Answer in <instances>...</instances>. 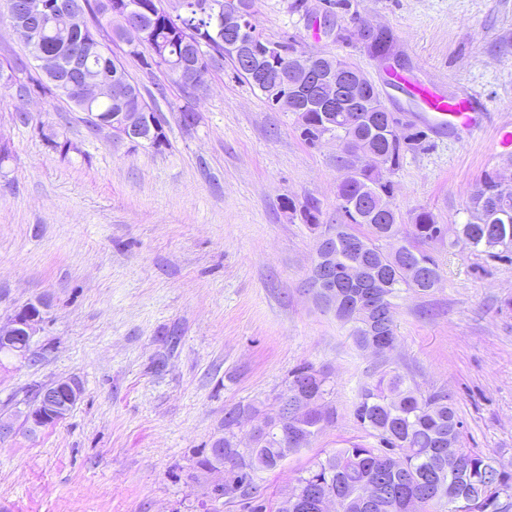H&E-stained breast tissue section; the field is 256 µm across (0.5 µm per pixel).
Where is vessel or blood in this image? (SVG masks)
Instances as JSON below:
<instances>
[{"instance_id": "1", "label": "vessel or blood", "mask_w": 512, "mask_h": 512, "mask_svg": "<svg viewBox=\"0 0 512 512\" xmlns=\"http://www.w3.org/2000/svg\"><path fill=\"white\" fill-rule=\"evenodd\" d=\"M392 81L448 130L473 136L487 125V111L479 95L451 97L443 91L441 82L422 81L404 72L393 74Z\"/></svg>"}]
</instances>
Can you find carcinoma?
I'll return each instance as SVG.
<instances>
[{"label":"carcinoma","mask_w":512,"mask_h":512,"mask_svg":"<svg viewBox=\"0 0 512 512\" xmlns=\"http://www.w3.org/2000/svg\"><path fill=\"white\" fill-rule=\"evenodd\" d=\"M57 11L46 16L33 8L21 15L34 34L27 43L30 54L50 53L67 65L81 61V68L59 83L43 82L31 73L22 60L4 71L0 68V85L18 95L35 94L44 98H64L87 113L94 129L112 124V116L131 106L153 117L159 110L149 104L138 85L132 83L123 64L100 42L74 37L66 15L72 0H55ZM143 11L130 16L127 24L142 20L152 29L149 43L131 47L128 55L147 69L155 66L172 73L173 61L193 69L196 79L181 83L191 96L200 92L210 71L229 61L233 74L257 89L269 107H274L280 74L296 51L295 40L272 42L263 37L256 21L255 0H245L248 8L244 37L255 49L253 73L243 71L238 61L215 43L219 28L218 6L222 0H189L196 7L190 14L173 16L163 0H132ZM91 15L92 28L112 32L111 39H122L124 24L103 16L101 0H82ZM109 79L122 85L130 97L98 100L84 104L73 99L71 90L80 84ZM348 119L321 108L291 109L303 141L313 146L318 136L329 133L345 139L353 147L385 156L386 168L374 175L368 170L357 174L336 191V223H319L320 207L314 199L297 204L286 198L282 206L300 218L317 240H326L336 283L340 307L336 318L350 325V337L361 349L374 344L397 342L394 300L403 292L426 294L440 281L437 260L427 249L440 231L436 216L429 210L412 214L403 223L402 214L393 201L390 175L399 169L408 151L425 149L423 131L403 133L387 138L380 127L387 122L379 111V102L365 95L345 101ZM42 141L65 157L71 140L53 125L38 126ZM470 219L457 225L456 238L476 251L488 252L499 259L512 261V183H505L496 171L484 174L479 187L469 198ZM365 260L372 266L369 280L354 283L346 270L354 262ZM285 392L310 404L302 416L288 415L280 422L255 403H238L224 409L222 435L198 452L195 462L200 471L213 468L214 456L224 458V475L218 478L213 493L218 497L239 498L248 512H266L258 495L254 475L277 468L296 448L291 437L301 435L310 445L334 419L328 405L331 393L329 377L310 363H301L288 373ZM353 415L364 431L373 438L350 441L306 469L297 478L302 503L295 512H322L318 503L327 493L346 502L345 512H438L431 504L438 486L460 507L445 512H509L512 503V472L502 471L492 460L472 448L458 447L463 422L457 416L451 397L443 392L428 396L407 383L397 369L378 370L373 380L362 386L354 404ZM259 421L264 429L255 436L248 454L241 452L236 429L246 422ZM366 485L375 487L370 502L359 491Z\"/></svg>","instance_id":"carcinoma-1"}]
</instances>
